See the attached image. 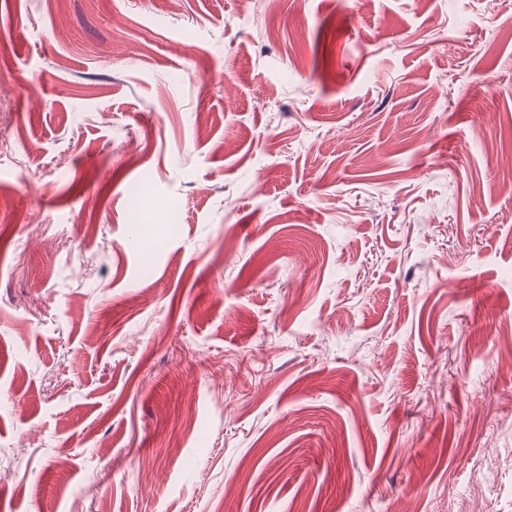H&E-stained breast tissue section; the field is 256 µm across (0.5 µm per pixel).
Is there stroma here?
<instances>
[{"mask_svg":"<svg viewBox=\"0 0 512 512\" xmlns=\"http://www.w3.org/2000/svg\"><path fill=\"white\" fill-rule=\"evenodd\" d=\"M501 150L512 0H0V512H512Z\"/></svg>","mask_w":512,"mask_h":512,"instance_id":"stroma-1","label":"stroma"}]
</instances>
